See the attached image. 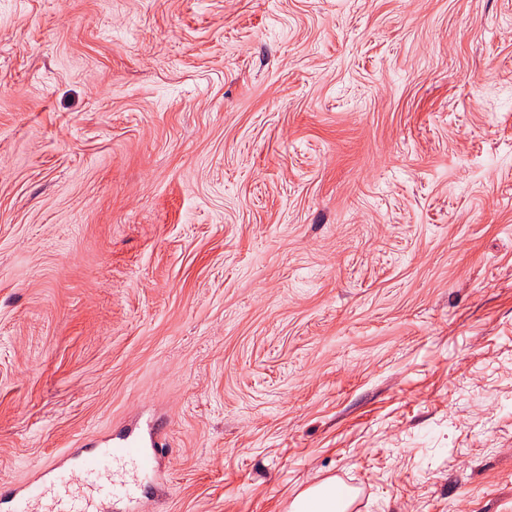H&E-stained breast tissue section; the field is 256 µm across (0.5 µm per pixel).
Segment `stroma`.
Masks as SVG:
<instances>
[{
    "label": "stroma",
    "mask_w": 512,
    "mask_h": 512,
    "mask_svg": "<svg viewBox=\"0 0 512 512\" xmlns=\"http://www.w3.org/2000/svg\"><path fill=\"white\" fill-rule=\"evenodd\" d=\"M156 420L138 512H512V0H0V487ZM340 488L336 482L326 480L299 494L291 504L290 512H345L352 503V498L341 500Z\"/></svg>",
    "instance_id": "stroma-1"
}]
</instances>
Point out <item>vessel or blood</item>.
<instances>
[{
  "label": "vessel or blood",
  "instance_id": "vessel-or-blood-1",
  "mask_svg": "<svg viewBox=\"0 0 512 512\" xmlns=\"http://www.w3.org/2000/svg\"><path fill=\"white\" fill-rule=\"evenodd\" d=\"M160 441L125 437L111 448H73L44 463V480L0 492V506L9 512H112L116 499L131 498L130 484L120 479L124 470L151 468Z\"/></svg>",
  "mask_w": 512,
  "mask_h": 512
}]
</instances>
